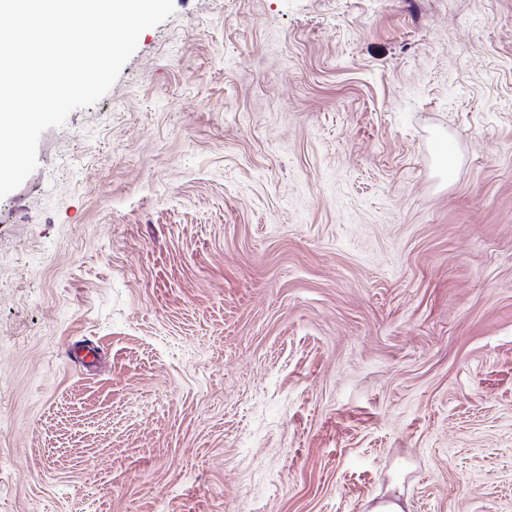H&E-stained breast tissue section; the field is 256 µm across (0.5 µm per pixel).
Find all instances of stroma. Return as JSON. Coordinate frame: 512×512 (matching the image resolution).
I'll return each mask as SVG.
<instances>
[{
  "label": "stroma",
  "mask_w": 512,
  "mask_h": 512,
  "mask_svg": "<svg viewBox=\"0 0 512 512\" xmlns=\"http://www.w3.org/2000/svg\"><path fill=\"white\" fill-rule=\"evenodd\" d=\"M173 4L0 198V512H512V0Z\"/></svg>",
  "instance_id": "obj_1"
}]
</instances>
